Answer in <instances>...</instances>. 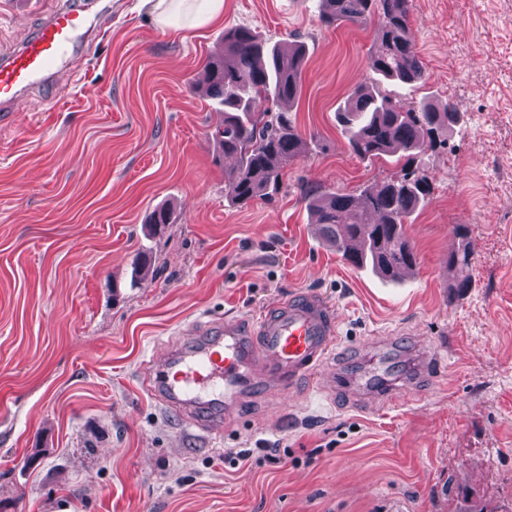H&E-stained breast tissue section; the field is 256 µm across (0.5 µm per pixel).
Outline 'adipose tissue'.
Masks as SVG:
<instances>
[{"label": "adipose tissue", "instance_id": "adipose-tissue-1", "mask_svg": "<svg viewBox=\"0 0 512 512\" xmlns=\"http://www.w3.org/2000/svg\"><path fill=\"white\" fill-rule=\"evenodd\" d=\"M155 15L161 31L170 40L185 41L190 32L223 19L225 0H143Z\"/></svg>", "mask_w": 512, "mask_h": 512}]
</instances>
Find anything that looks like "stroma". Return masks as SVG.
I'll use <instances>...</instances> for the list:
<instances>
[{"label": "stroma", "mask_w": 512, "mask_h": 512, "mask_svg": "<svg viewBox=\"0 0 512 512\" xmlns=\"http://www.w3.org/2000/svg\"><path fill=\"white\" fill-rule=\"evenodd\" d=\"M59 0H0V53ZM108 14L51 112L0 116V512H512V0H410L424 81L465 125L418 155L430 199L407 234L419 264L386 284L319 235L302 189L353 195L391 158L350 151L336 110L368 78L370 26H325L318 0H227L222 24L163 36L136 0ZM303 42L289 115L308 149L274 191L226 196L201 86L224 32ZM174 206L153 235L145 218ZM473 249L459 292L448 255ZM154 265L131 283L137 253ZM299 290L325 296L349 384L380 367L374 343L438 351L421 394L372 407L321 377L244 403L207 437L141 387L148 362L216 318L248 319ZM252 449L248 462L228 449Z\"/></svg>", "instance_id": "stroma-1"}]
</instances>
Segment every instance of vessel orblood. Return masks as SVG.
Instances as JSON below:
<instances>
[{
    "mask_svg": "<svg viewBox=\"0 0 512 512\" xmlns=\"http://www.w3.org/2000/svg\"><path fill=\"white\" fill-rule=\"evenodd\" d=\"M94 27L81 7L60 0L57 7L8 55H0V112L22 111L45 83L58 95L67 86L58 78L85 46ZM338 342L333 307L321 295L304 292L260 312L251 322L224 319L190 330L169 347L163 361L149 366L145 389L197 431L219 434L227 414L248 395L275 380L288 393L300 379L323 368ZM430 358L419 354L408 374L380 384L370 376L359 388L368 397L390 402L406 395L416 379L429 375Z\"/></svg>",
    "mask_w": 512,
    "mask_h": 512,
    "instance_id": "1",
    "label": "vessel or blood"
}]
</instances>
